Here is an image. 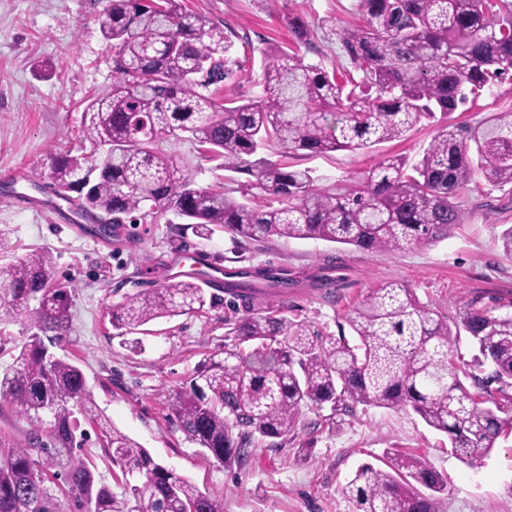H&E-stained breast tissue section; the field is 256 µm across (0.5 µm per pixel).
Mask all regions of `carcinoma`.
Here are the masks:
<instances>
[{
    "instance_id": "carcinoma-1",
    "label": "carcinoma",
    "mask_w": 512,
    "mask_h": 512,
    "mask_svg": "<svg viewBox=\"0 0 512 512\" xmlns=\"http://www.w3.org/2000/svg\"><path fill=\"white\" fill-rule=\"evenodd\" d=\"M360 7V23L335 32L360 78L342 83L323 62L281 52L265 65L261 95L230 106L208 92L242 70L224 29L178 0H108L99 28L112 44V84L89 100L81 133L93 147L112 141V156L87 188L95 156L52 153L49 186L80 191V213L95 224L173 211L203 235L221 227L244 244L312 239L377 252L448 238L465 223L459 198L470 185H512L511 112L440 127L411 166L389 156L329 185L308 168L260 155L266 147L307 157L369 149L493 92L512 72V0H360ZM288 28L296 43L314 48L304 23L290 19ZM184 138L215 169L250 177L241 198L222 177L199 187L195 166L157 148ZM257 192L265 204L251 202ZM53 273L44 249L0 268V317L37 301L28 310L34 333L0 374V402L31 425L22 442L0 434V512H224V499L111 425L83 370L50 352L69 330L68 292L52 286ZM244 275L275 293L289 285L288 274L273 269ZM248 288L224 284L231 343L202 359L189 388L170 402L187 439L224 465H246L259 441L272 439L276 449L305 429L333 431L359 405L411 409L470 464L512 436V313L468 308L451 323L414 289L384 282L348 310L352 345L309 333L273 305L240 310ZM216 303L193 277H169L110 315L114 328L130 333ZM461 329L476 353L459 365ZM326 405L329 414L301 422L303 408ZM78 413L97 424L121 491L77 457L89 442ZM383 464H363L345 483L356 512H442L448 481L426 457L391 448Z\"/></svg>"
}]
</instances>
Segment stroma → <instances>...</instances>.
Instances as JSON below:
<instances>
[{"mask_svg":"<svg viewBox=\"0 0 512 512\" xmlns=\"http://www.w3.org/2000/svg\"><path fill=\"white\" fill-rule=\"evenodd\" d=\"M105 0H0V225L10 247L0 267L35 249L56 263L54 281L70 296L69 340L62 355L83 370L93 398L112 424L199 490L223 498L224 512H355L342 488L364 463L386 449L427 456L448 477L443 512H512V438L482 461L463 463L446 434L410 410L358 407L333 432H301L311 443L304 462L295 444L275 450L259 443L244 468H227L186 439L169 408L171 390L189 381L195 365L223 349L224 305L144 325L124 336L113 329L109 306L168 275L181 250L196 247L223 261L225 272L272 267L286 270L285 292L261 291L250 305L276 303L306 321L321 337L349 334L348 309L374 284L395 281L449 317L468 304L512 311V257L499 237L512 225V193L487 186L461 197L464 224L448 239L402 250L365 253L320 240H271L239 246L216 229L199 236L174 212L140 224L118 225L102 238L83 219L77 201H63L37 179L51 152L67 145L89 152L80 121L86 100L112 83V47L99 29ZM188 12L234 32L233 55L242 73L221 83L218 98L249 100L261 93L271 54L287 47L289 18L317 33L316 51L299 48L307 61L347 74L353 66L329 30L358 23L360 0H182ZM512 111V81L453 112V125L476 123L492 112ZM421 121L404 137L364 151L339 150L307 160L316 176L342 179L387 156L421 159L437 133ZM23 181H16V173ZM23 194L26 204H14Z\"/></svg>","mask_w":512,"mask_h":512,"instance_id":"obj_1","label":"stroma"}]
</instances>
